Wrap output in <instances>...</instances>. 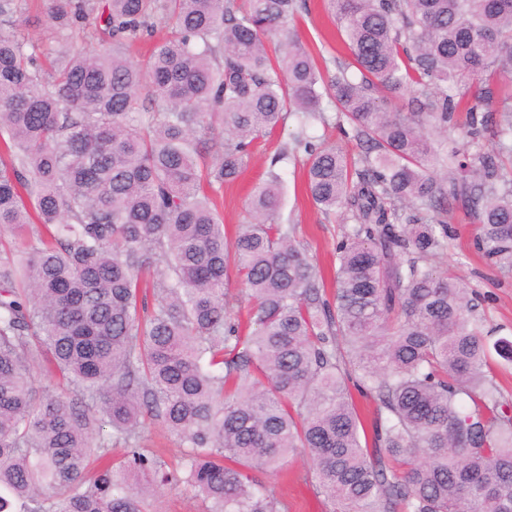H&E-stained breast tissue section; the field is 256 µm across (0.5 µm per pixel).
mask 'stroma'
Masks as SVG:
<instances>
[{
	"mask_svg": "<svg viewBox=\"0 0 512 512\" xmlns=\"http://www.w3.org/2000/svg\"><path fill=\"white\" fill-rule=\"evenodd\" d=\"M302 7L296 15L300 40L316 62L333 60L344 55L334 16L326 0H301ZM0 33L35 42L41 51L55 57L62 50H94L99 43L92 26L77 29L69 38L56 37L49 26L43 0H28L25 11L12 21L0 25ZM301 130L295 116H288L282 129L259 143L248 165L233 184L216 190L221 204L227 231L247 219L246 203L254 187L263 181L268 170H276L283 185L281 223L296 227V238L306 254L322 270H331L336 263V244L345 224L343 213L327 215L316 208L306 193L305 154L297 158L274 162L278 149ZM452 228L446 249L439 255V271L455 278L461 285L473 288L484 297L488 326L497 328L499 336L512 340V275L501 273L476 251L475 226L462 210H453L448 216ZM311 462L301 453L288 459L278 474L266 475L267 484L277 496L288 503V512H324L312 487Z\"/></svg>",
	"mask_w": 512,
	"mask_h": 512,
	"instance_id": "obj_1",
	"label": "stroma"
}]
</instances>
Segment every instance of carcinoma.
<instances>
[{"label":"carcinoma","mask_w":512,"mask_h":512,"mask_svg":"<svg viewBox=\"0 0 512 512\" xmlns=\"http://www.w3.org/2000/svg\"><path fill=\"white\" fill-rule=\"evenodd\" d=\"M327 2L331 67L294 39L297 0H48L59 37L91 21L101 43L50 64L0 34V232L25 239L0 238V512H146L163 486L288 512L257 473L300 448L329 512H512V400L476 291L433 264L460 208L512 274V0ZM326 97L365 145L293 140L312 202L353 221L331 300L278 175L232 237L206 194L288 115L326 122ZM433 130L458 133L448 154ZM156 423L187 448L173 468L142 451ZM350 391L353 403L364 423L366 434L371 441V432L377 418V404L369 397L363 396L358 390L350 383Z\"/></svg>","instance_id":"obj_1"}]
</instances>
